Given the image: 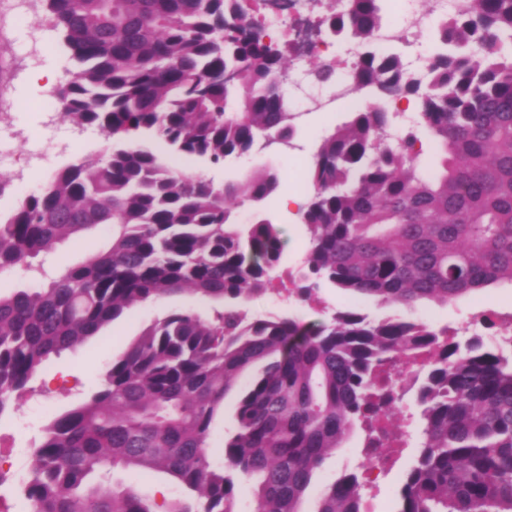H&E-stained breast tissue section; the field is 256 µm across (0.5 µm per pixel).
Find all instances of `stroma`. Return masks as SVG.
<instances>
[{"instance_id": "obj_1", "label": "stroma", "mask_w": 512, "mask_h": 512, "mask_svg": "<svg viewBox=\"0 0 512 512\" xmlns=\"http://www.w3.org/2000/svg\"><path fill=\"white\" fill-rule=\"evenodd\" d=\"M24 11L26 16L22 23H15L12 0H0V113H9L18 133L16 149L20 152L27 150L25 138L40 123L43 100L42 95L30 94L25 88L28 74L40 65L32 53L29 37L46 30L48 17L44 0H27ZM349 118L350 112L346 109L335 112L310 109L296 125L295 142L301 148L296 157L272 148L240 157L232 156L218 166L195 157L184 161L188 168L221 184L242 181L262 169L278 172L279 188L262 213L277 225L286 242L277 270L281 279H288L290 273L302 265L308 244L306 229L299 216L284 209L282 200L285 196L300 194L301 170L304 165L312 163L318 142L323 135ZM111 146V139L98 128L92 127L84 142L78 144L73 151L58 155L47 169L32 173L18 168L0 169V212L5 214L16 208L18 185L25 183L30 190H37L51 172L70 164L94 163L106 155ZM109 246V227H99L36 257L35 262L42 266V273L23 270L1 273L0 292L8 294L23 288L37 287L42 284L44 274H56L107 250ZM349 306L355 307L372 321L393 317L452 327L481 309L511 312L512 284L504 282L445 305L423 301L411 309L383 304L375 299L356 300L330 287L321 289L318 302L311 304H298L277 292L269 291L251 298L246 311L253 317L289 313L305 324L313 325L327 321L335 309ZM212 308V303L191 293L164 296L125 312L103 327L97 336L46 361L31 382L32 392L15 400L8 413L0 417V469L26 475L33 460V450L40 443L43 430L51 417L87 400L100 385L112 359L122 354L153 320L176 309H190L206 317L211 314ZM416 410L414 393H407L402 413L391 427L399 438V446L376 484L364 494L367 512H393L396 506L405 474L417 452L419 431L417 425L411 422V415ZM362 446V430L353 429L341 447L327 456L322 468L315 474L307 493V502H314L323 487L342 473L359 468Z\"/></svg>"}]
</instances>
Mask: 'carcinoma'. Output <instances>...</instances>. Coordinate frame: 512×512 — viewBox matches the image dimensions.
Returning <instances> with one entry per match:
<instances>
[{
	"label": "carcinoma",
	"instance_id": "obj_1",
	"mask_svg": "<svg viewBox=\"0 0 512 512\" xmlns=\"http://www.w3.org/2000/svg\"><path fill=\"white\" fill-rule=\"evenodd\" d=\"M76 71L57 92L62 114L94 126L112 150L52 174L0 214V273L107 224L110 247L0 295V416L52 355L83 344L124 312L191 292L221 304L209 318L175 310L112 360L97 390L55 416L21 485L31 512H158L126 470L166 474L181 489L165 512H232L237 480L256 483L252 512H305L329 451L360 426L367 456L391 454L401 366L419 383L420 440L395 512H512V351L475 333L461 340L424 322L370 321L354 308L306 326L248 316L275 289L285 241L259 208L279 187L271 169L215 185L176 176L169 154L213 165L256 147L292 146L285 98L288 45L255 22L247 0H45ZM383 0H350L324 36L365 48L354 91L377 101L324 136L304 180L308 250L295 293L325 285L388 305H446L512 283V0H477L434 31L430 80L374 36ZM237 78L228 81L226 74ZM416 103L397 140L386 104ZM440 150L422 161L419 128ZM261 369L246 382L253 367ZM239 388L224 464L208 439ZM364 482L342 473L314 512H363Z\"/></svg>",
	"mask_w": 512,
	"mask_h": 512
}]
</instances>
